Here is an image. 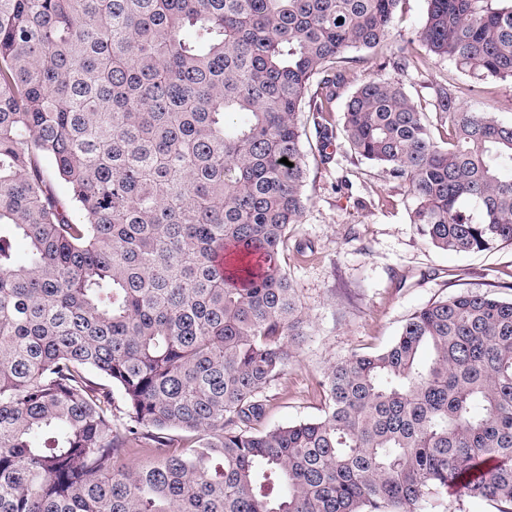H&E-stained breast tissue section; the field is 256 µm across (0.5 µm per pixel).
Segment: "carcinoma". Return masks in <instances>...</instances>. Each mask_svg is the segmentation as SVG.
<instances>
[{
    "instance_id": "cac0c4a2",
    "label": "carcinoma",
    "mask_w": 512,
    "mask_h": 512,
    "mask_svg": "<svg viewBox=\"0 0 512 512\" xmlns=\"http://www.w3.org/2000/svg\"><path fill=\"white\" fill-rule=\"evenodd\" d=\"M399 2L0 0V512H422L450 487L512 512V299L420 308L328 368L318 417L258 427L309 326L280 263L301 112L321 160L340 130L408 184L434 248L512 244V123L441 85L439 140L396 78L325 118L351 49L512 79V0H428L395 44Z\"/></svg>"
}]
</instances>
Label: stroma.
I'll use <instances>...</instances> for the list:
<instances>
[{
	"instance_id": "obj_1",
	"label": "stroma",
	"mask_w": 512,
	"mask_h": 512,
	"mask_svg": "<svg viewBox=\"0 0 512 512\" xmlns=\"http://www.w3.org/2000/svg\"><path fill=\"white\" fill-rule=\"evenodd\" d=\"M356 80L399 77L412 100L427 105L440 84L457 87L465 102L512 122V81L473 88L448 61L395 74L380 53L352 51ZM306 133V208L281 264L310 320L293 361L267 385L264 426L318 417L324 372L353 352L386 348L416 310L467 290L512 299V245L477 253L441 251L412 224L406 183L357 157L344 140L321 160L309 113Z\"/></svg>"
}]
</instances>
